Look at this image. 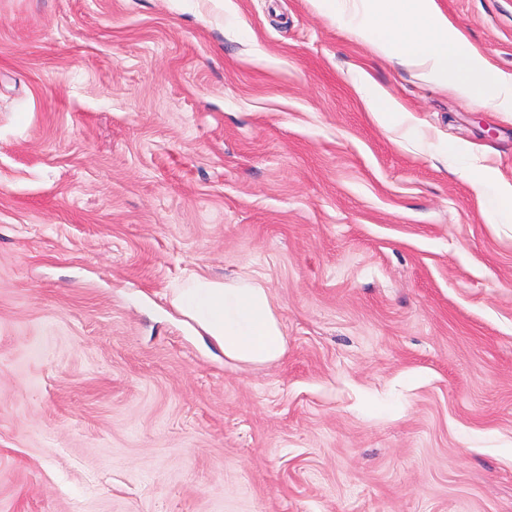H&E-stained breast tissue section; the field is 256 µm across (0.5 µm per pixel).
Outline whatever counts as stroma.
<instances>
[{
    "mask_svg": "<svg viewBox=\"0 0 512 512\" xmlns=\"http://www.w3.org/2000/svg\"><path fill=\"white\" fill-rule=\"evenodd\" d=\"M439 3L512 72V0ZM451 143L512 182V115L311 0H0V512H512V223ZM192 272L285 355L196 336ZM362 100L368 112L381 125H391L411 117L409 112L382 87L377 85L371 76L360 69ZM171 304L198 336H208L228 359L265 364L286 352V336L268 288L254 279L220 282L192 274L173 290Z\"/></svg>",
    "mask_w": 512,
    "mask_h": 512,
    "instance_id": "stroma-1",
    "label": "stroma"
}]
</instances>
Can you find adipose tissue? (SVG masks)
<instances>
[{
	"mask_svg": "<svg viewBox=\"0 0 512 512\" xmlns=\"http://www.w3.org/2000/svg\"><path fill=\"white\" fill-rule=\"evenodd\" d=\"M362 100L383 125L408 119V111L370 75L362 77ZM483 208L504 224L512 223V182L484 166L463 169ZM173 307L193 331L209 337L226 358L245 364L281 359L287 347L284 332L271 307L269 291L251 278L213 281L191 275L171 295Z\"/></svg>",
	"mask_w": 512,
	"mask_h": 512,
	"instance_id": "1",
	"label": "adipose tissue"
}]
</instances>
